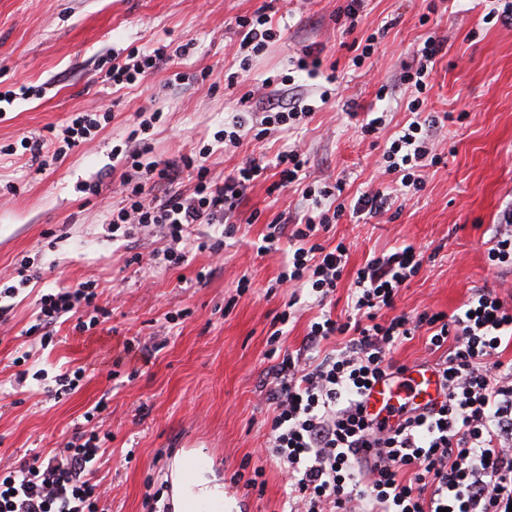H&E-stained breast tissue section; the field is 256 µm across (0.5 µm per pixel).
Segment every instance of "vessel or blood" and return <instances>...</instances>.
Wrapping results in <instances>:
<instances>
[{
    "label": "vessel or blood",
    "mask_w": 512,
    "mask_h": 512,
    "mask_svg": "<svg viewBox=\"0 0 512 512\" xmlns=\"http://www.w3.org/2000/svg\"><path fill=\"white\" fill-rule=\"evenodd\" d=\"M440 385L438 374L429 366L414 364L397 377L373 383L365 394V400L370 412H382L396 404L398 398L413 393L420 394L426 400L437 398Z\"/></svg>",
    "instance_id": "1"
}]
</instances>
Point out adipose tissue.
Here are the masks:
<instances>
[{
	"label": "adipose tissue",
	"mask_w": 512,
	"mask_h": 512,
	"mask_svg": "<svg viewBox=\"0 0 512 512\" xmlns=\"http://www.w3.org/2000/svg\"><path fill=\"white\" fill-rule=\"evenodd\" d=\"M173 479L179 486L175 512H224V483L212 472L204 451L177 460Z\"/></svg>",
	"instance_id": "obj_1"
}]
</instances>
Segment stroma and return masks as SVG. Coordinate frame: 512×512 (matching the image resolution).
I'll return each instance as SVG.
<instances>
[{
	"label": "stroma",
	"instance_id": "stroma-1",
	"mask_svg": "<svg viewBox=\"0 0 512 512\" xmlns=\"http://www.w3.org/2000/svg\"><path fill=\"white\" fill-rule=\"evenodd\" d=\"M271 4L283 20V38L252 58L233 89L224 75L235 62L237 16ZM346 0H0V92L29 88L0 118V289L18 285L12 310L0 319V471L32 456L65 448L87 411L104 436L99 476L109 489V512H173L170 474L175 458L203 449L224 479V512H282L286 496L280 466L262 460L264 421L272 411L262 388L275 359L270 348L302 347L318 308L300 302L276 345L273 317L289 296L275 280L287 264V242L258 253L267 224L284 208H300V194L269 193L262 180L247 192L256 223L239 225L224 240L222 261L206 251L181 266L143 271L161 247V234L143 228L113 241L109 224L120 202L112 192V144L126 138L138 107L160 110L148 140V160L164 161L206 144L215 181L282 146L278 134L240 147L214 144L213 134L254 79L287 72L306 47L319 50L339 79L328 102L323 80L309 88L316 113L298 135L311 178L346 181L348 197L369 189L384 166L387 140L407 120L404 105L389 104L387 127L359 140L346 103L378 108L379 81L395 84L430 35L444 39L427 93V109L449 112L439 135L442 161L425 170L416 195L398 199L383 215H345L326 234L344 242L348 263L333 315L346 309L356 271L367 259L413 245L424 256L421 272L403 288L396 312H453L472 289L498 290L501 278L487 261L489 228L512 204V26L485 22L498 0H464L460 11H440L420 24L423 0H364V22L342 33L334 18ZM377 34V50L362 68L348 66L353 39ZM185 54H177L180 45ZM172 49L167 64L137 86L113 91L106 71L127 46ZM208 71L204 84L170 83L172 74ZM79 112L106 120L49 167L19 148L21 137L51 139ZM13 144L14 154H2ZM28 260L38 279L19 285L16 268ZM248 277L251 286L237 293ZM97 285L99 322L80 333L77 316L57 324L55 342L41 347L29 328L41 294L78 283ZM134 339L139 351L123 356ZM43 370L44 378L31 374ZM78 370L77 389L57 397L55 377ZM264 466L263 491L247 489L238 474Z\"/></svg>",
	"mask_w": 512,
	"mask_h": 512
}]
</instances>
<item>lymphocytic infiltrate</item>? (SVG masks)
I'll return each mask as SVG.
<instances>
[{
  "label": "lymphocytic infiltrate",
  "instance_id": "1",
  "mask_svg": "<svg viewBox=\"0 0 512 512\" xmlns=\"http://www.w3.org/2000/svg\"><path fill=\"white\" fill-rule=\"evenodd\" d=\"M249 57L282 38L285 28L265 8L237 17ZM444 43L431 36L405 66L400 80L410 98L409 119L383 152L384 172L401 191L420 190L424 170L437 164L433 131L442 125L426 109L433 64ZM166 47L146 51L132 46L113 57L108 75L113 86H130L158 68ZM295 73L265 78L260 111L238 112L225 120L215 142L240 145L245 138L265 139L287 133L310 117L299 72L315 76L320 59L305 49ZM209 147L177 162H147L129 143L112 147L113 163L125 172L120 205L112 212L113 239L133 237L140 228L163 229L165 266H180L195 240L196 224L221 226L223 236L237 230L248 189L268 169H276L272 190L300 186L305 208L278 214L268 224L266 243L288 242V269L279 283L295 286L320 307L309 325L302 352L284 353L266 393L273 416L266 423L264 454L286 474L289 512H512V360L501 348L512 343V305L498 294L478 290L453 313L425 311L384 318L400 290L416 277L423 258L413 246L373 257L359 268L350 293V312L332 316L331 304L348 263L345 243L327 246L329 232L347 209L388 211L391 191L379 187L355 202L344 196L346 182L309 180L308 160L299 145L282 147L267 161L247 160L223 182L211 179ZM195 175L192 193L175 190L183 172ZM165 186L151 197L147 184ZM96 286L82 282L48 292L38 300L33 332L42 345L52 343L53 328L77 304L93 307ZM425 334L442 378L444 398L424 408L400 405L389 418L368 417L364 395L369 383L402 373L394 350ZM95 431L76 430L66 448L53 456L22 462L0 473V512H99L104 497L94 471L101 448Z\"/></svg>",
  "mask_w": 512,
  "mask_h": 512
}]
</instances>
